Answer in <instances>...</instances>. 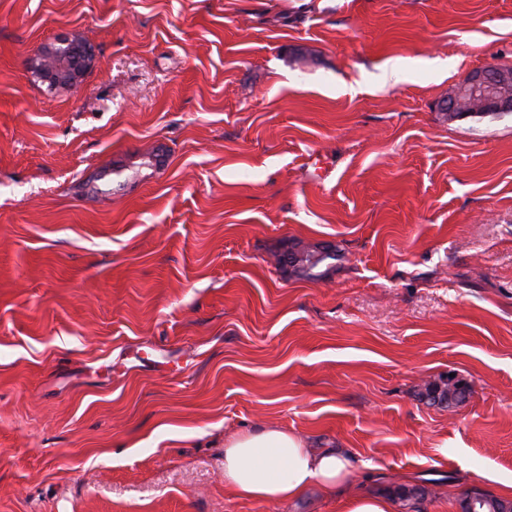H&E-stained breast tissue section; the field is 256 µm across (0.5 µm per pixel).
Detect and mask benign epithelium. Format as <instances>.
Returning a JSON list of instances; mask_svg holds the SVG:
<instances>
[{
	"instance_id": "7a95c632",
	"label": "benign epithelium",
	"mask_w": 512,
	"mask_h": 512,
	"mask_svg": "<svg viewBox=\"0 0 512 512\" xmlns=\"http://www.w3.org/2000/svg\"><path fill=\"white\" fill-rule=\"evenodd\" d=\"M96 62L94 47L79 36L60 37L46 44L31 66L49 85L73 86L85 70ZM448 115L460 118L481 109L485 112H512V68L491 63L473 71L453 86L443 100Z\"/></svg>"
}]
</instances>
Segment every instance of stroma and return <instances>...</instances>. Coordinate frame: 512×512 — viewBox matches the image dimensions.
Masks as SVG:
<instances>
[{"mask_svg": "<svg viewBox=\"0 0 512 512\" xmlns=\"http://www.w3.org/2000/svg\"><path fill=\"white\" fill-rule=\"evenodd\" d=\"M97 62L51 88L40 48ZM512 0H0V512H342L512 482ZM339 257L317 280L276 256ZM455 376L466 401L422 398ZM262 428L354 459L243 500ZM96 62L94 47L79 36L60 37L33 58L34 71L52 87L73 86ZM443 109L454 118L485 112H512V68L491 63L473 71L453 86L443 100ZM344 512H393V503L387 498L361 494L346 501Z\"/></svg>", "mask_w": 512, "mask_h": 512, "instance_id": "1", "label": "stroma"}]
</instances>
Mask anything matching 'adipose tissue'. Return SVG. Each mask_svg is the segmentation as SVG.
Segmentation results:
<instances>
[{
	"label": "adipose tissue",
	"mask_w": 512,
	"mask_h": 512,
	"mask_svg": "<svg viewBox=\"0 0 512 512\" xmlns=\"http://www.w3.org/2000/svg\"><path fill=\"white\" fill-rule=\"evenodd\" d=\"M350 467V460L337 451H314L296 434L261 429L226 443L224 489L243 499L284 501L300 497L315 483L336 489Z\"/></svg>",
	"instance_id": "adipose-tissue-1"
}]
</instances>
